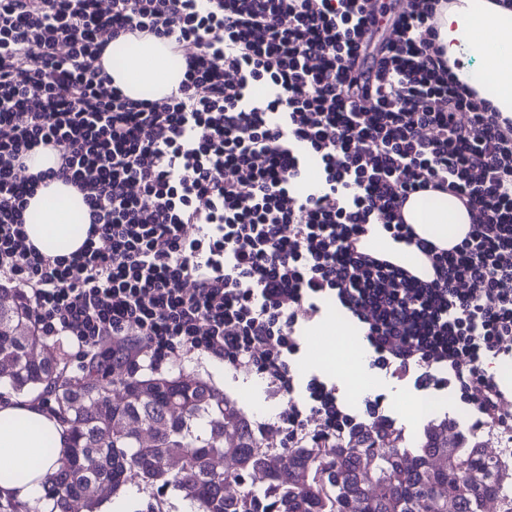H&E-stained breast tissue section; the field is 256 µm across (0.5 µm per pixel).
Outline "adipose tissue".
<instances>
[{
	"label": "adipose tissue",
	"instance_id": "1",
	"mask_svg": "<svg viewBox=\"0 0 512 512\" xmlns=\"http://www.w3.org/2000/svg\"><path fill=\"white\" fill-rule=\"evenodd\" d=\"M438 42L457 80L477 90L494 107L512 117V6L496 0H453L439 17ZM114 86L132 99L159 100L176 90L184 66L167 41L146 36H122L112 41L101 59ZM56 207H48V199ZM414 221L429 225L440 239L458 237L471 218L466 209L446 194L416 196ZM24 226L28 244L47 255H57L54 237L66 238L63 251L73 253L87 237L88 207L82 195L59 180L40 184L30 197ZM49 434L57 448L52 455H34L41 434ZM69 433L58 416L38 395L0 396V495L19 500L42 496L45 475L60 463V449Z\"/></svg>",
	"mask_w": 512,
	"mask_h": 512
}]
</instances>
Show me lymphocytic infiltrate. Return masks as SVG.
Wrapping results in <instances>:
<instances>
[{
	"label": "lymphocytic infiltrate",
	"mask_w": 512,
	"mask_h": 512,
	"mask_svg": "<svg viewBox=\"0 0 512 512\" xmlns=\"http://www.w3.org/2000/svg\"><path fill=\"white\" fill-rule=\"evenodd\" d=\"M370 0H0V279L77 368L209 355L261 376L281 400L282 450L384 429L288 357L334 297L372 368L455 386L478 423L512 429L484 367L512 354V119L460 84L437 42L440 0L385 15ZM391 28L381 43L371 33ZM137 34L184 54L160 100L131 99L96 63ZM55 145L57 168L26 175ZM319 176L307 182L310 158ZM75 188L87 237L69 256L27 244L44 180ZM453 196L477 219L420 284L358 251L365 225L411 243L410 194Z\"/></svg>",
	"instance_id": "f902f5d3"
}]
</instances>
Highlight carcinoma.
<instances>
[{
	"label": "carcinoma",
	"mask_w": 512,
	"mask_h": 512,
	"mask_svg": "<svg viewBox=\"0 0 512 512\" xmlns=\"http://www.w3.org/2000/svg\"><path fill=\"white\" fill-rule=\"evenodd\" d=\"M0 297V384L53 396L52 411L71 434L61 466L43 483L47 512H69L77 499L97 512L98 492L117 498L136 480L174 487L192 512H448L450 488L453 512H485L489 500L512 512V494L496 480L503 463L460 432L448 447L446 421L414 448L400 430L372 426L334 448H294L285 461L206 380L114 379L93 367L75 375L62 359L33 357L41 336L28 300L16 288ZM224 455L234 468L218 471L212 460ZM287 470H307L308 478L287 479Z\"/></svg>",
	"instance_id": "1"
}]
</instances>
